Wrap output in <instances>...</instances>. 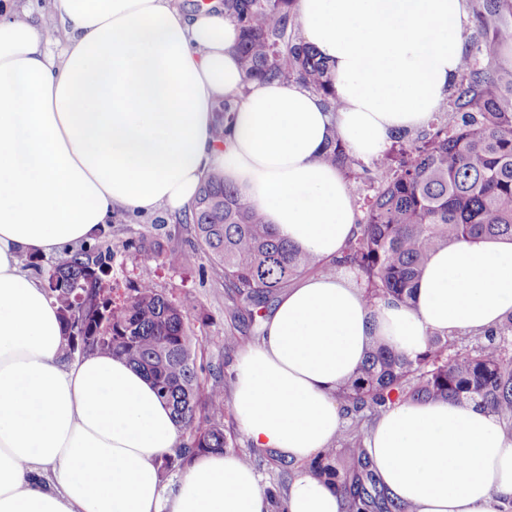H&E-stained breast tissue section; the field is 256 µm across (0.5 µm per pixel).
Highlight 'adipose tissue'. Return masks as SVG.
Returning <instances> with one entry per match:
<instances>
[{
  "label": "adipose tissue",
  "mask_w": 512,
  "mask_h": 512,
  "mask_svg": "<svg viewBox=\"0 0 512 512\" xmlns=\"http://www.w3.org/2000/svg\"><path fill=\"white\" fill-rule=\"evenodd\" d=\"M0 0V512H270L239 454L201 455L171 489L163 454L183 435L151 382L121 359L62 357V324L28 256L92 243L121 213L179 216L221 172L298 249L331 262L357 230L351 188L320 163L339 134L366 161L427 125L458 75L465 0H297L303 42L329 63L340 106L295 80L245 83L222 0ZM63 46L51 52V34ZM238 98L223 136L214 103ZM512 312V241L438 249L412 304L368 306L339 274L302 277L231 370L248 441L301 463L336 441L337 389L373 341L415 356L430 335L478 334ZM409 512H498L512 497V434L446 400L406 401L364 442ZM285 512H341L300 472Z\"/></svg>",
  "instance_id": "1"
}]
</instances>
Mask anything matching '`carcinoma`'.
Here are the masks:
<instances>
[{
	"mask_svg": "<svg viewBox=\"0 0 512 512\" xmlns=\"http://www.w3.org/2000/svg\"><path fill=\"white\" fill-rule=\"evenodd\" d=\"M224 18L239 30L235 51L245 83L296 79L336 111L334 79L317 50L296 35V0H223ZM496 19L491 44L475 42L464 53L448 89V110L426 128L391 136L381 157L365 163L334 136L323 161L373 196L361 210L358 230L330 270H349L368 305L408 304L430 255L452 242L476 237L512 240V69L489 60L492 46L512 42V0H485L479 19ZM237 101L220 97L217 121L232 119ZM184 222L210 261L222 268L231 296L226 312L249 330L295 278L322 262L290 245L262 214L216 173L207 175ZM82 245L46 272V289L63 324L65 359L109 353L150 378L157 395L184 429L183 442L164 455L160 477L183 472L202 454L235 448L224 430V379H202L198 338L184 323L180 303L155 288L143 273L122 304L100 299L91 268L110 269L112 242ZM84 296L76 355L66 312L75 293ZM336 397L345 407L336 444L309 462L308 472L333 488L345 512H402L384 492L364 448V424L406 400L474 404L496 414L512 431V313L480 336H432L411 358L378 344Z\"/></svg>",
	"mask_w": 512,
	"mask_h": 512,
	"instance_id": "carcinoma-1",
	"label": "carcinoma"
}]
</instances>
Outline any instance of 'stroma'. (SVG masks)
I'll return each mask as SVG.
<instances>
[{
	"label": "stroma",
	"mask_w": 512,
	"mask_h": 512,
	"mask_svg": "<svg viewBox=\"0 0 512 512\" xmlns=\"http://www.w3.org/2000/svg\"><path fill=\"white\" fill-rule=\"evenodd\" d=\"M156 237L178 248L182 262L138 248L139 240ZM112 248L115 256L107 282L114 301L123 302L143 270L151 269L158 291L183 304L185 322L200 340L203 363L230 374L238 351L254 337L227 314L230 296L224 273L199 248L189 226L177 218L126 215L112 224Z\"/></svg>",
	"instance_id": "1"
}]
</instances>
